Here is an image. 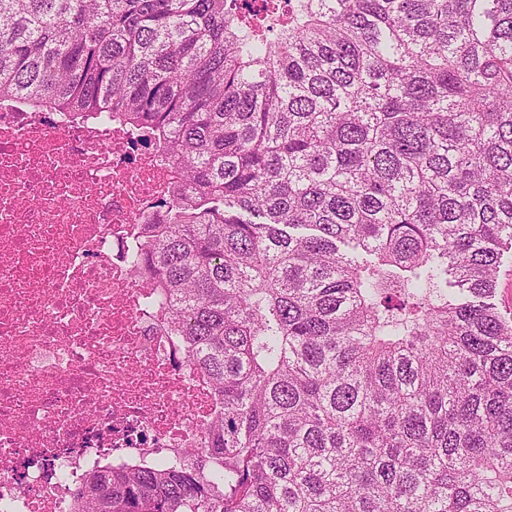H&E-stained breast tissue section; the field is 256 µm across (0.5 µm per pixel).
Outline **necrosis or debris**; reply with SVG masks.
Wrapping results in <instances>:
<instances>
[{
	"mask_svg": "<svg viewBox=\"0 0 512 512\" xmlns=\"http://www.w3.org/2000/svg\"><path fill=\"white\" fill-rule=\"evenodd\" d=\"M131 140L0 104V512H72L99 462H166L218 414L128 263L173 180Z\"/></svg>",
	"mask_w": 512,
	"mask_h": 512,
	"instance_id": "1",
	"label": "necrosis or debris"
}]
</instances>
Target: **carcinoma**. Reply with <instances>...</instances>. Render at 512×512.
<instances>
[{
    "label": "carcinoma",
    "mask_w": 512,
    "mask_h": 512,
    "mask_svg": "<svg viewBox=\"0 0 512 512\" xmlns=\"http://www.w3.org/2000/svg\"><path fill=\"white\" fill-rule=\"evenodd\" d=\"M174 171L130 263L205 447L74 512H512V0H0V101ZM492 301L502 313L512 310V253L503 259Z\"/></svg>",
    "instance_id": "cac0c4a2"
}]
</instances>
